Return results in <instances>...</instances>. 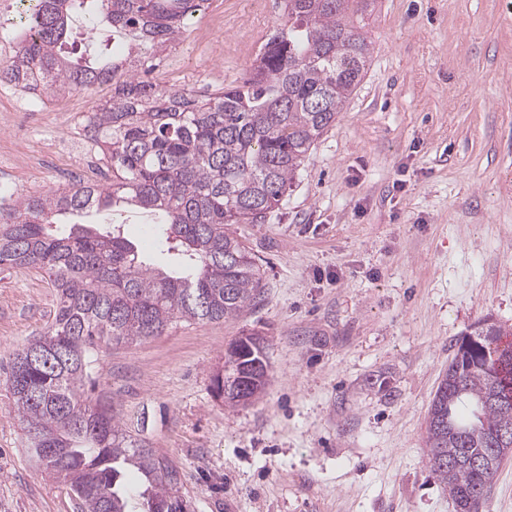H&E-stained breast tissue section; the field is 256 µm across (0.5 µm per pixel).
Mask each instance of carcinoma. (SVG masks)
<instances>
[{
	"label": "carcinoma",
	"mask_w": 512,
	"mask_h": 512,
	"mask_svg": "<svg viewBox=\"0 0 512 512\" xmlns=\"http://www.w3.org/2000/svg\"><path fill=\"white\" fill-rule=\"evenodd\" d=\"M205 0H36L31 38L0 67V82L36 79L50 98L112 85L87 135L112 182H76L0 196V268L44 271L56 296L51 324L15 353L9 389L28 452L63 480L80 512H160L182 499L179 471L92 402L99 353L160 336L178 321L237 316L265 287L262 266L231 226L260 224L279 205L314 143L363 79L371 42L354 23L370 0H283L284 24L247 79L200 100L147 78L149 59L175 45ZM87 21L80 56L75 16ZM129 41L119 53L98 24ZM138 209L165 226L164 269L147 263L120 226H60L66 217ZM480 347L454 354L430 405L431 472L455 512H482L504 456L493 435L512 433V327L483 319ZM265 341L236 339L213 391L228 407L266 385ZM137 474L140 484L128 480Z\"/></svg>",
	"instance_id": "carcinoma-1"
}]
</instances>
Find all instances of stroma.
Wrapping results in <instances>:
<instances>
[{
	"instance_id": "35a3bbf8",
	"label": "stroma",
	"mask_w": 512,
	"mask_h": 512,
	"mask_svg": "<svg viewBox=\"0 0 512 512\" xmlns=\"http://www.w3.org/2000/svg\"><path fill=\"white\" fill-rule=\"evenodd\" d=\"M281 20V0H205L153 62L204 99L253 66L248 31ZM363 23L356 94L278 208L234 227L263 266L258 302L100 355L98 395L176 466L191 512H454L425 427L457 341L485 318L512 326V0H374ZM110 93L38 98L28 140L0 92L11 191L67 184V131ZM55 308L46 274L0 270V512H77L28 458L7 385ZM253 333L267 383L230 408L212 379Z\"/></svg>"
}]
</instances>
